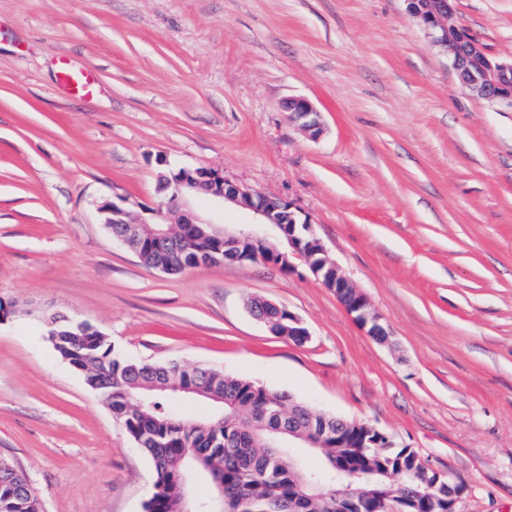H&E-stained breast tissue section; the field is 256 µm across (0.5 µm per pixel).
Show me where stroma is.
Returning <instances> with one entry per match:
<instances>
[{"label": "stroma", "instance_id": "35a3bbf8", "mask_svg": "<svg viewBox=\"0 0 512 512\" xmlns=\"http://www.w3.org/2000/svg\"><path fill=\"white\" fill-rule=\"evenodd\" d=\"M512 58V0H452ZM97 70L60 90L61 61ZM310 101L313 138L285 107ZM206 167L289 200L390 328L368 336L303 259L169 275L115 239L105 202L153 209ZM298 316L302 344L248 311ZM0 458L43 512H144L136 449L43 326L116 356L244 376L367 423L512 512V111L472 96L404 0H0Z\"/></svg>", "mask_w": 512, "mask_h": 512}]
</instances>
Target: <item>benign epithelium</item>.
Masks as SVG:
<instances>
[{"mask_svg":"<svg viewBox=\"0 0 512 512\" xmlns=\"http://www.w3.org/2000/svg\"><path fill=\"white\" fill-rule=\"evenodd\" d=\"M407 9L418 24L442 53L448 56L451 67L459 83L471 93L492 104L512 109V60H503L490 55L475 37L468 35L459 38L452 24L453 8L450 0H406ZM287 110L294 119L316 138L322 133L319 112L305 99H291ZM196 195H206L226 205L249 211L254 222L239 226L222 228L200 219L189 207V200ZM103 223L107 227L122 225L116 237L141 254L146 241L166 248L168 260L156 266L166 274L180 273V267L174 258L187 253L195 243L194 236L201 226L209 228L205 236L210 238L212 246L201 257L199 263L210 264L221 260L243 262L250 260L252 252L243 250L246 244L261 241L266 245L263 255L256 258L292 270L290 256L299 255L321 284L334 291L346 311L355 321L367 330V334L384 343L390 333L384 319L371 311L367 297L353 286L341 268L326 255L321 240L314 234L312 224L307 220L297 221L300 211L285 199L273 198L246 186L233 183L216 170L196 167H183L174 178L172 199L165 208L151 211L152 221L130 212L127 208L114 203L104 202L99 206ZM183 225L182 233L174 245L166 241V225ZM260 308H251V314L262 322L275 336L282 335V321H288V335L309 339L310 333L302 321L286 308L266 299H257ZM302 440L304 448L321 447V438L309 439L297 432L288 431V438L276 437L280 448H290L294 440ZM437 480L448 482V512H455V505L465 492V486L457 482L449 473L433 470ZM369 479L358 473L336 470V486H330L327 496L341 498L349 493L356 496L366 494L365 485ZM378 512H405L408 499L392 487L377 489Z\"/></svg>","mask_w":512,"mask_h":512,"instance_id":"7a95c632","label":"benign epithelium"}]
</instances>
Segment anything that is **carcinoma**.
I'll list each match as a JSON object with an SVG mask.
<instances>
[{
  "mask_svg": "<svg viewBox=\"0 0 512 512\" xmlns=\"http://www.w3.org/2000/svg\"><path fill=\"white\" fill-rule=\"evenodd\" d=\"M53 347L63 361L75 364L89 385L100 391L112 414L122 422L136 447L145 452L156 469L154 491L146 512H171L180 502L184 487L178 480L189 456L200 458L198 466L210 481H221L233 490L224 502V512H266L271 501L294 502L295 512H338L336 502L325 500L316 491L298 496L297 479L301 463L288 456V449L274 454L267 449V428L279 425L309 438L336 432V417H320L292 396L273 391L249 378L209 368L184 369L177 364L157 365L121 359L99 331L75 336L66 323ZM188 386L195 396L211 402L224 400L223 411L207 422L185 417L175 405L156 399L150 410L137 409V399L146 387L173 389ZM381 432L365 427L348 433L352 448L336 447V439L320 450L322 468L307 475L325 483L336 476V465L351 471L376 469L393 472L400 465L406 486L414 488L425 480L424 467L413 448H361ZM448 486H437L430 495L409 502V512H445ZM0 512H42L37 495L29 486L0 481ZM346 512H376V501L353 497Z\"/></svg>",
  "mask_w": 512,
  "mask_h": 512,
  "instance_id": "obj_1",
  "label": "carcinoma"
}]
</instances>
